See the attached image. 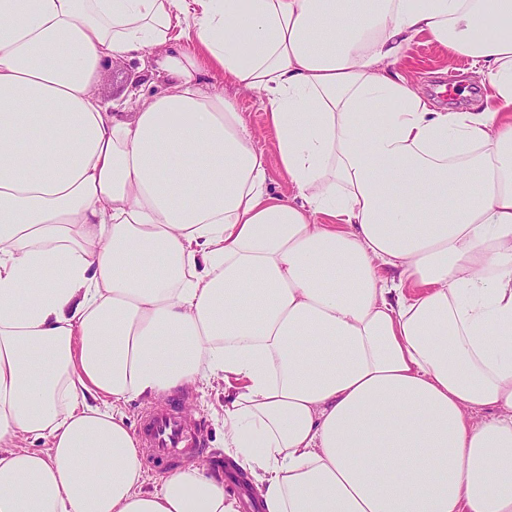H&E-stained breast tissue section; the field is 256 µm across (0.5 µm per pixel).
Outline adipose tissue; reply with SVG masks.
Masks as SVG:
<instances>
[{"label":"adipose tissue","instance_id":"ef3b65f1","mask_svg":"<svg viewBox=\"0 0 512 512\" xmlns=\"http://www.w3.org/2000/svg\"><path fill=\"white\" fill-rule=\"evenodd\" d=\"M217 385L264 512H512V0H0V512H240L121 410ZM469 64L455 58L428 35L416 37L396 67V71L416 82L424 94L439 107L465 111L481 102L485 106L491 93L488 85L482 86L471 72ZM451 84L454 95L448 100L445 84ZM466 92V94H464ZM138 61L129 59L112 60L107 65V72L104 78L99 82L96 88L98 96L104 102L117 103L122 106L126 103L127 107L132 106L129 94L135 90L133 87L140 85L145 80L146 71L140 69ZM138 81L137 86L134 85ZM224 94L235 100L239 112H242L254 132V138L266 157L268 185L273 192H288V182L281 169L277 154L273 129L267 122L266 108L251 92L239 90L232 84H225Z\"/></svg>","mask_w":512,"mask_h":512}]
</instances>
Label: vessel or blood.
<instances>
[{
	"mask_svg": "<svg viewBox=\"0 0 512 512\" xmlns=\"http://www.w3.org/2000/svg\"><path fill=\"white\" fill-rule=\"evenodd\" d=\"M140 433L148 454L160 459L197 452L202 447L199 437L189 430L184 414L169 402L144 413Z\"/></svg>",
	"mask_w": 512,
	"mask_h": 512,
	"instance_id": "b4317fda",
	"label": "vessel or blood"
}]
</instances>
